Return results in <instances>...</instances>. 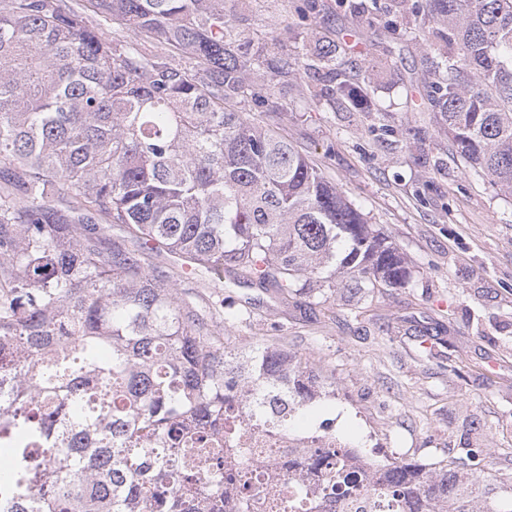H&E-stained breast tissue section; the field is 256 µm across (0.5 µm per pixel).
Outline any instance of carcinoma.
<instances>
[{
  "label": "carcinoma",
  "mask_w": 512,
  "mask_h": 512,
  "mask_svg": "<svg viewBox=\"0 0 512 512\" xmlns=\"http://www.w3.org/2000/svg\"><path fill=\"white\" fill-rule=\"evenodd\" d=\"M91 2L143 41L103 40L62 0L0 6V512H224L226 484L241 512H512V475L492 466L375 464L331 441L246 476L235 444L298 435L336 384L284 345H224L235 313L183 299L152 255L284 304L411 270L292 141L231 109L280 112L292 63L234 39L224 0ZM392 9L432 53L424 109L512 195V0L348 5L357 26ZM313 41L295 61L334 112L358 63ZM114 226L132 245L109 243Z\"/></svg>",
  "instance_id": "obj_1"
}]
</instances>
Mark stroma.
<instances>
[{
    "instance_id": "1",
    "label": "stroma",
    "mask_w": 512,
    "mask_h": 512,
    "mask_svg": "<svg viewBox=\"0 0 512 512\" xmlns=\"http://www.w3.org/2000/svg\"><path fill=\"white\" fill-rule=\"evenodd\" d=\"M240 41L276 37L295 51L289 25L347 27L338 0H224ZM364 43L399 51L397 67L360 58L337 112L306 95L296 70L278 84L280 118L241 102L251 123L296 143L400 248L412 276L371 300L339 290L311 307H282L273 291L186 279L185 296L225 300L244 310L224 326L230 345L287 343L336 380L326 412L336 438L376 463L434 462L482 449L512 474V195L464 167L433 113L413 111L426 48L393 12L364 26Z\"/></svg>"
}]
</instances>
